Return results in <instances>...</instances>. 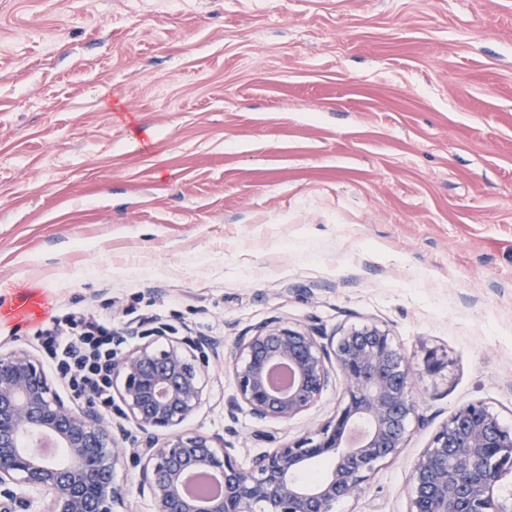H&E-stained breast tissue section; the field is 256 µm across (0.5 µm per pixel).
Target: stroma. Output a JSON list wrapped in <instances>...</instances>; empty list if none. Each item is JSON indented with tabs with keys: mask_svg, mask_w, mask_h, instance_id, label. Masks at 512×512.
<instances>
[{
	"mask_svg": "<svg viewBox=\"0 0 512 512\" xmlns=\"http://www.w3.org/2000/svg\"><path fill=\"white\" fill-rule=\"evenodd\" d=\"M107 305L120 353L162 325L199 342L184 428L243 465L343 383L255 421L225 340L374 324L434 356L405 454L336 508L408 512L458 408L512 430V0H0V347L70 396L34 334Z\"/></svg>",
	"mask_w": 512,
	"mask_h": 512,
	"instance_id": "stroma-1",
	"label": "stroma"
}]
</instances>
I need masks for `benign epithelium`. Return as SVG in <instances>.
<instances>
[{
  "label": "benign epithelium",
  "mask_w": 512,
  "mask_h": 512,
  "mask_svg": "<svg viewBox=\"0 0 512 512\" xmlns=\"http://www.w3.org/2000/svg\"><path fill=\"white\" fill-rule=\"evenodd\" d=\"M224 365L240 401L260 422L288 424L307 412L333 377L343 404L305 436L279 440L237 462L216 437L181 425L203 403L202 371L193 346L162 332L112 360V392L124 419L149 435L133 449L138 492L155 512H336L356 499L369 476L407 450V426L419 417L415 383L437 366L413 367L378 326L351 327L323 343L308 328L271 318L224 342ZM284 365L288 390L272 389L268 371ZM51 436L66 461L48 463L24 449L25 439ZM124 449L102 421L67 402L39 359L0 350V512H131L119 476ZM330 471L315 482L300 473L317 458ZM223 477V493L189 497L181 487L193 472ZM512 475V432L481 402L460 407L415 459L409 512H512L495 486Z\"/></svg>",
  "instance_id": "1"
}]
</instances>
